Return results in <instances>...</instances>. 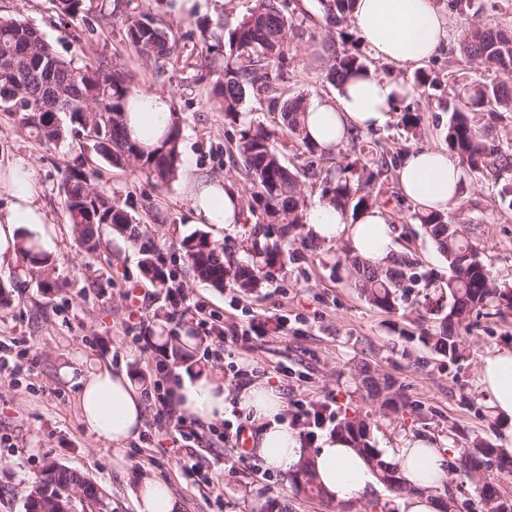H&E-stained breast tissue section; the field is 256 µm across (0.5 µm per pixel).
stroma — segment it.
<instances>
[{
  "instance_id": "1",
  "label": "stroma",
  "mask_w": 512,
  "mask_h": 512,
  "mask_svg": "<svg viewBox=\"0 0 512 512\" xmlns=\"http://www.w3.org/2000/svg\"><path fill=\"white\" fill-rule=\"evenodd\" d=\"M254 0H195L190 11L176 10L175 0H84L81 14L61 15L58 0H0V16L12 17L39 29L52 50L74 66L94 61L124 71L133 90L163 92L181 118L178 169L167 182L149 178L135 164L107 165L93 150L88 133L66 131L56 143L41 141L31 128L0 109V159L29 161L40 188L39 198L58 237L55 275L65 286L44 293L39 269L20 264L1 265L0 282L11 286L12 302L0 309V366L19 364L16 377L0 375V512H25L24 504L35 478L51 463L82 472L102 489L109 512H136L132 492L143 477L166 481L182 503V512H266L268 500L285 502L289 512H370L365 501L335 507L297 493L280 472H257L240 451L205 433L193 452L174 447L170 436L143 442L131 439L126 465L116 468L111 448L97 443L82 423L77 386L65 368L80 372L109 363L140 377L143 393L164 379L153 345L160 329L194 327L188 307L205 301L221 316L225 328L259 325L262 339L235 352V361L251 370L256 381H268L285 401H330L337 414L368 416L376 448L393 445L408 433L447 438L451 432L497 447L505 442L502 423L483 397L478 384L481 358L496 348L512 346V314L478 319L465 334L466 356L451 363L418 344L413 335L421 321L416 311L392 316L372 307L354 284L344 262L342 243L308 248L302 240L290 246L292 258L270 283L246 294L214 288L193 277L182 262L181 243L190 233L204 230L223 244L225 253L243 257L252 225L265 223L261 211L245 210L242 223L219 227L198 225L189 206L192 183L224 179L242 200L250 184L235 154L242 130L264 125L277 135L273 146L287 166L305 167L296 157L288 135L279 134L280 115L266 103L248 99L237 121L225 118L214 105L211 91L224 77L229 53L223 41L247 15ZM294 28L288 34V67L281 88L288 97L334 98L336 87L327 78L335 29L324 20L319 0H288ZM143 14L164 24L174 54L154 60L137 52L125 39V19ZM410 111L424 115L419 134L407 132L400 113L373 131V138L390 152L417 146L442 147L440 131L448 114L438 97H411ZM100 173V184L140 224L143 240L161 254L166 268L176 272L183 287L169 297L140 272L136 247L116 234L103 233L96 252L78 255L66 222L59 190L63 170L76 162ZM382 190L386 210L395 226L398 253L418 260L424 269L446 272L447 263L412 218V203H397L396 176ZM500 186L484 178H467L462 200L468 234L487 248L494 274L512 283V211L498 203ZM139 290L147 319L126 335L131 301ZM391 377L408 407L396 415L368 398L363 370ZM192 455L213 474L212 484L190 483L180 466Z\"/></svg>"
}]
</instances>
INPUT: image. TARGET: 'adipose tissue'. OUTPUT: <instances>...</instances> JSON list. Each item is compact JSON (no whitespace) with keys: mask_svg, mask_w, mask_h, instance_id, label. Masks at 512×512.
Instances as JSON below:
<instances>
[{"mask_svg":"<svg viewBox=\"0 0 512 512\" xmlns=\"http://www.w3.org/2000/svg\"><path fill=\"white\" fill-rule=\"evenodd\" d=\"M351 22L369 54L378 61L401 68L428 61L448 43V22L433 0H355ZM403 92L399 82L373 70L347 77L335 99L309 102L304 128L320 149L342 142L348 130L382 127ZM171 102L163 93L134 92L125 103L128 136L151 149L165 135ZM397 179L402 193L420 210L446 211L461 201L462 170L456 156L430 147L413 148L401 157ZM11 198L0 218V263L14 258L21 235L37 240L48 252L56 241L47 215L38 200L31 171L24 160L0 170V190ZM190 207L202 224L229 226L240 223L242 203L238 194L215 180L197 184ZM314 239L323 243L340 240L352 254L374 268L388 266L394 253L393 226L385 210L373 208L349 218L329 201L308 207L303 214ZM481 388L502 420L512 424V347L484 357L480 366ZM78 409L83 424L97 440L112 445L116 464H123L125 443L135 437L144 419V399L125 370L100 366L78 379ZM179 412L204 423L224 420L228 409L224 385L207 375L182 379L172 387ZM235 406L259 427V454L265 468L289 473L311 460L317 480L329 499L349 503L375 484L367 460L344 437L325 436L318 448H306L298 431L283 415L280 391L264 382L244 387ZM387 460L400 467L417 494L400 499V512H443L444 500L435 495L447 477L446 456L439 441L407 434L390 448ZM136 512H179L180 503L171 487L147 477L134 493Z\"/></svg>","mask_w":512,"mask_h":512,"instance_id":"obj_1","label":"adipose tissue"}]
</instances>
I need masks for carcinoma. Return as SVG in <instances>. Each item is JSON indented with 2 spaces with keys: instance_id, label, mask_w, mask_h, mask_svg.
Instances as JSON below:
<instances>
[{
  "instance_id": "carcinoma-1",
  "label": "carcinoma",
  "mask_w": 512,
  "mask_h": 512,
  "mask_svg": "<svg viewBox=\"0 0 512 512\" xmlns=\"http://www.w3.org/2000/svg\"><path fill=\"white\" fill-rule=\"evenodd\" d=\"M458 11L461 37L460 55L478 62L483 71L464 72L448 86L444 109L448 125L441 132L448 152L459 159L465 171L479 176L493 173L495 180L512 179V139L499 143L495 138L497 124L512 116V30L493 23H475L468 13L470 4L452 0ZM326 23L340 26L350 19L354 0H321ZM293 27L292 16L286 14L278 0H255L251 12L228 33L229 56L224 66V80L213 89L214 103L232 119L251 96H263L271 109H279L281 127L295 143L297 157L314 156L318 147L306 135L301 117L304 99H281L278 79L286 61V34ZM125 38L137 51L155 58L171 55L172 45L165 26L143 15L125 19ZM33 57V65L21 75H0V107L17 117V121L33 129L47 143L59 141L66 126L85 129L86 115L95 117L93 149L113 167H123L133 160L140 169L164 183L174 175L179 161L180 119L172 113L171 125L163 139L145 150L130 140L124 127V102L132 92L125 74L88 62L81 67L59 58L41 33L29 24L10 17H0V63L15 56ZM368 68V59L360 48L346 41L332 48L328 78L340 84L348 76ZM58 84L59 95L83 99V106L66 113L57 108V98L47 94L48 80ZM440 78L427 70L416 73L411 83L415 94L423 96ZM276 131L261 125L243 131L235 151L243 160L251 181L252 202L272 224L286 222L292 232L303 224L305 197L300 189L301 171L283 164L273 147ZM347 146L354 159L336 168V174L324 181L322 197L342 212L357 213L362 209L383 207L381 192L374 185L388 176L396 159L388 158L381 144L364 143L360 131H352ZM97 171L73 166L64 171L61 190L68 223L79 251L92 253L101 245V226L115 229L130 243L140 239L135 219L101 186L96 184ZM413 219L448 264L447 276L423 270L408 255L395 257L386 268L374 269L357 256L345 251V261L353 270L356 286L371 305L388 314H398L416 307L423 319L432 323L433 331H424L418 341L433 353L450 361L465 357L462 331L480 317H504L512 311V286L495 282L493 270L482 254L485 248L466 236L465 223L456 219L454 211L414 212ZM251 247L246 260H237L212 241L208 233L195 231L182 241L183 257L193 276L217 288L230 286L246 291L261 281H272L283 269L287 244L273 237L269 227L255 224L251 228ZM141 263L152 266L148 279L158 288L174 287L175 276L164 270L153 258L151 250L140 247ZM24 262L45 271L52 268L51 256L39 243L21 246ZM203 338L187 330L159 337L155 347L176 363L191 361L201 348ZM367 395L383 397L382 406L399 413L390 394L391 382L364 378ZM367 417L344 416L336 425V433L349 440L370 463L378 482L395 496L413 495L419 489L411 485L399 468L386 461L372 445ZM496 468L502 477L512 476V454L504 448L476 442L460 448V472L474 485L483 512H512V493L501 483L485 476ZM53 490L65 492L82 487L88 478L62 465H51ZM305 478L303 492L321 502L328 501L325 491L316 483L314 467L306 460L293 472Z\"/></svg>"
}]
</instances>
